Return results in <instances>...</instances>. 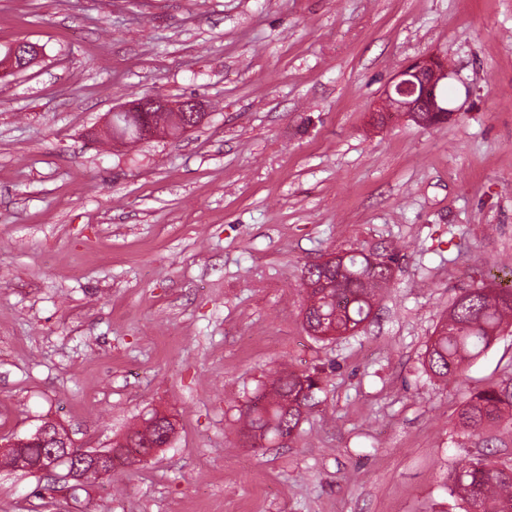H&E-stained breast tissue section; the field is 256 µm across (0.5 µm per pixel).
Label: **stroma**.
Returning a JSON list of instances; mask_svg holds the SVG:
<instances>
[{
	"instance_id": "stroma-1",
	"label": "stroma",
	"mask_w": 512,
	"mask_h": 512,
	"mask_svg": "<svg viewBox=\"0 0 512 512\" xmlns=\"http://www.w3.org/2000/svg\"><path fill=\"white\" fill-rule=\"evenodd\" d=\"M0 441L43 421L111 448L171 442L81 487L0 468V512H461L484 448L457 413L512 375L503 335L424 368L462 291L512 258V0H0ZM448 66L446 120L380 115L409 61ZM205 101L185 135L117 146L113 107ZM398 254L351 334L304 323L306 267ZM320 388L286 441L237 446L271 371ZM40 57V48L27 41H20L0 61V78L13 75L30 67Z\"/></svg>"
}]
</instances>
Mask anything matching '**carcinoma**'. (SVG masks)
Returning a JSON list of instances; mask_svg holds the SVG:
<instances>
[{"mask_svg":"<svg viewBox=\"0 0 512 512\" xmlns=\"http://www.w3.org/2000/svg\"><path fill=\"white\" fill-rule=\"evenodd\" d=\"M382 263L352 250L330 268L311 265L304 280L308 303L306 326L335 336L353 332L366 321L374 303L392 277L397 262L394 252L383 253ZM493 283L463 291L435 329L426 349L430 375L448 382L462 372L512 327V284ZM318 383L306 373L276 370L240 413V440L270 443L291 436L298 428ZM457 426L462 434L483 437L497 432L512 436V377L477 393L459 411ZM164 427L144 425L132 429L117 442L119 464L141 463L140 449L161 440ZM449 495L463 512H512V467H499L484 457L461 464L448 478Z\"/></svg>","mask_w":512,"mask_h":512,"instance_id":"carcinoma-1","label":"carcinoma"}]
</instances>
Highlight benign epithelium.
Returning <instances> with one entry per match:
<instances>
[{"instance_id":"obj_1","label":"benign epithelium","mask_w":512,"mask_h":512,"mask_svg":"<svg viewBox=\"0 0 512 512\" xmlns=\"http://www.w3.org/2000/svg\"><path fill=\"white\" fill-rule=\"evenodd\" d=\"M40 57V48L27 41H20L0 60V78L13 75L30 67ZM448 79V68L437 58L428 56L416 59L401 69L386 90L387 107L408 114L423 125H434L438 119L448 115V99L442 93L444 80ZM118 112H138L141 116L139 136L141 139L168 138L172 129L168 124L158 123L154 113L170 112L172 119L188 132L203 121L205 113L200 101L187 98L172 103L164 97L146 96L116 108ZM33 441L50 442L45 449L48 459L46 470L59 471L57 478L81 483L90 472L97 477L111 475L112 452L109 450H88L76 447L67 433L54 422L47 421L39 426L28 438L13 440L0 450L11 460L16 470H27L29 465L24 447Z\"/></svg>"}]
</instances>
